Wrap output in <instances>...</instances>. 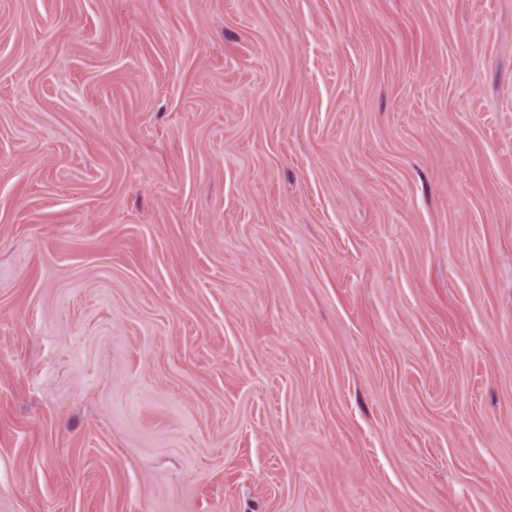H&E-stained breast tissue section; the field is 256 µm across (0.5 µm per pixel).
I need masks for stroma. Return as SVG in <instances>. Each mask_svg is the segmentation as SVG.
<instances>
[{
    "label": "stroma",
    "instance_id": "obj_1",
    "mask_svg": "<svg viewBox=\"0 0 512 512\" xmlns=\"http://www.w3.org/2000/svg\"><path fill=\"white\" fill-rule=\"evenodd\" d=\"M0 512H512V0H0Z\"/></svg>",
    "mask_w": 512,
    "mask_h": 512
}]
</instances>
